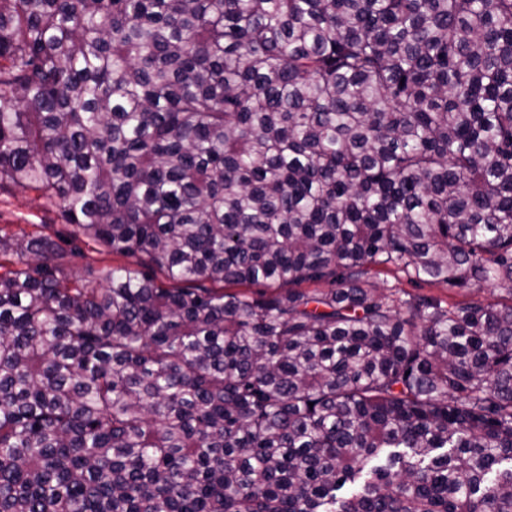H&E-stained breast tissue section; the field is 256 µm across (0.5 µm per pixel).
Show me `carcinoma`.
<instances>
[{
	"label": "carcinoma",
	"instance_id": "obj_1",
	"mask_svg": "<svg viewBox=\"0 0 512 512\" xmlns=\"http://www.w3.org/2000/svg\"><path fill=\"white\" fill-rule=\"evenodd\" d=\"M6 186L0 512H512V0H0ZM32 224H37L33 226ZM0 227L13 232L41 230L55 240L65 251L63 269L66 274L83 277L97 284L100 271L107 267H137L144 255H112L101 253L92 242L80 238L75 242L80 250L71 251L67 242L73 228L62 224L58 209L39 199L34 191L10 189L0 191ZM370 281L375 282L385 288H396L404 299L410 297H433L444 302L449 301H468L471 298L490 297V290L477 292L467 288H450L437 282H413L409 275L395 268L385 269L384 272L374 276Z\"/></svg>",
	"mask_w": 512,
	"mask_h": 512
}]
</instances>
